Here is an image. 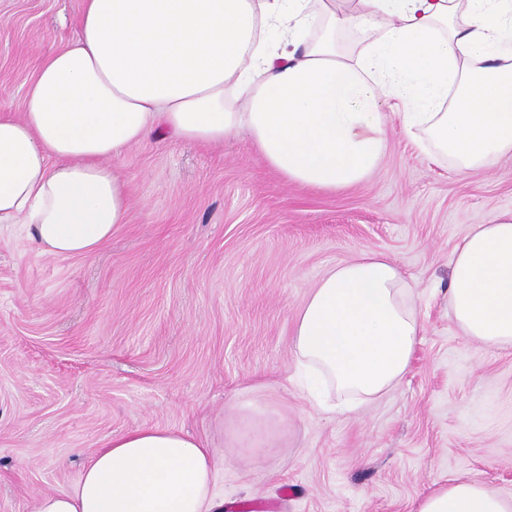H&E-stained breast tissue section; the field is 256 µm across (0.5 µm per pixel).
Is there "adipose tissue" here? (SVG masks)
Masks as SVG:
<instances>
[{
  "label": "adipose tissue",
  "mask_w": 512,
  "mask_h": 512,
  "mask_svg": "<svg viewBox=\"0 0 512 512\" xmlns=\"http://www.w3.org/2000/svg\"><path fill=\"white\" fill-rule=\"evenodd\" d=\"M359 38L355 52L336 38ZM20 114L0 113V224L42 253L90 257L126 223L116 161L173 135H246L288 181L336 192L381 164L388 127L473 176L512 157V0H83L73 38L43 56ZM446 299L459 335L512 348V212L455 246ZM423 333L413 281L384 254L331 267L292 345L312 406L346 414L407 374ZM215 449L142 428L107 440L33 512H223ZM417 512H512L452 479Z\"/></svg>",
  "instance_id": "1"
}]
</instances>
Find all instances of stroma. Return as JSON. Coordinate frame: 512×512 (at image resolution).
<instances>
[{
    "mask_svg": "<svg viewBox=\"0 0 512 512\" xmlns=\"http://www.w3.org/2000/svg\"><path fill=\"white\" fill-rule=\"evenodd\" d=\"M81 10L0 0V103L19 112ZM119 164L128 222L94 257L0 229V512H31L103 442L151 426L218 449L224 512H417L455 477L512 496V350L465 343L443 298L455 245L512 210L511 158L468 178L395 133L337 193L287 182L245 139H152ZM364 250L413 276L424 333L393 391L334 416L292 382L290 339L319 277ZM258 419L287 420V441L252 446Z\"/></svg>",
    "mask_w": 512,
    "mask_h": 512,
    "instance_id": "stroma-1",
    "label": "stroma"
}]
</instances>
